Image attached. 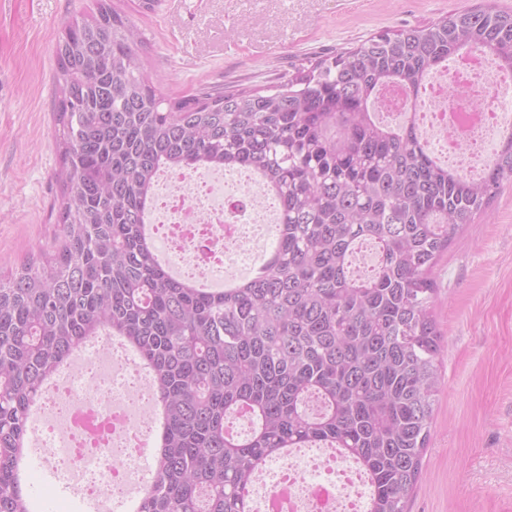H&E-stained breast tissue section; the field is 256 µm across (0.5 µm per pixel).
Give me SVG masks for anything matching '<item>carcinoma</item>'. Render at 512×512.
<instances>
[{"instance_id":"1","label":"carcinoma","mask_w":512,"mask_h":512,"mask_svg":"<svg viewBox=\"0 0 512 512\" xmlns=\"http://www.w3.org/2000/svg\"><path fill=\"white\" fill-rule=\"evenodd\" d=\"M138 28L96 0L56 45L62 237L0 278V512L33 401L106 332L152 374L165 430L139 512H254L267 463L333 448L407 512L440 375L434 267L512 181V129L483 176L433 159L418 123L428 76L470 47L512 71V13L481 7L308 59L272 87L157 93ZM404 87V120L378 118ZM165 169H245L277 207L275 260L233 288L174 276L146 231ZM376 262L358 273L359 247ZM247 409L251 432L230 424Z\"/></svg>"}]
</instances>
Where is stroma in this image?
<instances>
[{"label":"stroma","mask_w":512,"mask_h":512,"mask_svg":"<svg viewBox=\"0 0 512 512\" xmlns=\"http://www.w3.org/2000/svg\"><path fill=\"white\" fill-rule=\"evenodd\" d=\"M481 0H111L140 30L159 91L279 82L306 58L423 26ZM95 0H0V276L59 233L55 46ZM441 385L408 512H512V182L434 269ZM54 512H91L47 467L29 469Z\"/></svg>","instance_id":"stroma-1"}]
</instances>
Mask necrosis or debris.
Returning <instances> with one entry per match:
<instances>
[{"label": "necrosis or debris", "instance_id": "4bbe7bcc", "mask_svg": "<svg viewBox=\"0 0 512 512\" xmlns=\"http://www.w3.org/2000/svg\"><path fill=\"white\" fill-rule=\"evenodd\" d=\"M491 69L485 53L468 50L432 80L426 103L434 115L430 139L472 176L491 160L485 143L512 128L506 109L512 82ZM156 197L152 221L166 241L167 260L206 281L231 275L276 222L260 187L239 170L163 172ZM93 346L94 356L80 367L61 368L49 407L31 415L40 450L90 498L139 486L137 462L150 451L153 400L149 374L125 355L121 341L102 336ZM303 459L299 453L274 460L257 475V512H367L364 479L351 459L328 456L320 476Z\"/></svg>", "mask_w": 512, "mask_h": 512}]
</instances>
